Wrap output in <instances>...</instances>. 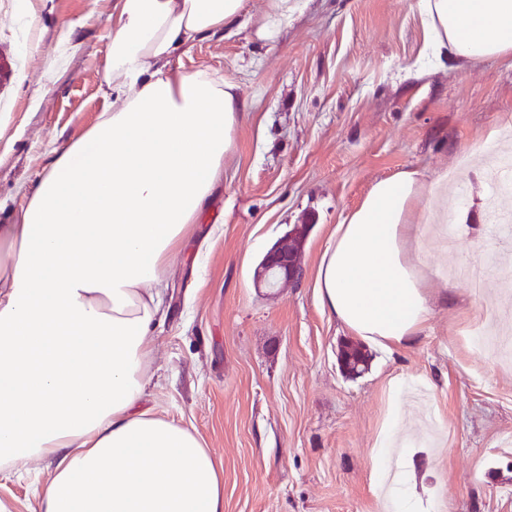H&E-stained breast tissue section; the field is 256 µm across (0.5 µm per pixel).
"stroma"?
Returning a JSON list of instances; mask_svg holds the SVG:
<instances>
[{
  "label": "stroma",
  "instance_id": "1",
  "mask_svg": "<svg viewBox=\"0 0 512 512\" xmlns=\"http://www.w3.org/2000/svg\"><path fill=\"white\" fill-rule=\"evenodd\" d=\"M115 0H0V223L53 149L104 108L99 92ZM248 21L174 59L234 80L243 101L235 150L169 277L143 407L194 428L224 465V512H380L371 469L391 419L409 451L389 481L411 479L420 512H512V363L477 344L512 335L484 321L512 280L448 283L422 336L344 374L350 331L325 313L314 280L337 224L378 180L415 169L464 180L448 201L453 253L429 268L478 264L496 249L489 211L494 153L512 131V63L428 64L415 0H307L264 38L265 0ZM308 225L299 283L256 288L254 270L293 225ZM39 462L0 472L10 512H42Z\"/></svg>",
  "mask_w": 512,
  "mask_h": 512
}]
</instances>
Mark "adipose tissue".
Masks as SVG:
<instances>
[{
    "instance_id": "obj_1",
    "label": "adipose tissue",
    "mask_w": 512,
    "mask_h": 512,
    "mask_svg": "<svg viewBox=\"0 0 512 512\" xmlns=\"http://www.w3.org/2000/svg\"><path fill=\"white\" fill-rule=\"evenodd\" d=\"M246 3L118 0L106 108L0 224V468L52 463L43 512H224L221 463L141 402L167 272L235 149L242 108L233 80L171 62L242 23ZM416 6L437 56L512 59V0ZM447 230V175L377 181L321 256L323 310L383 349L413 344L438 302L426 246Z\"/></svg>"
}]
</instances>
